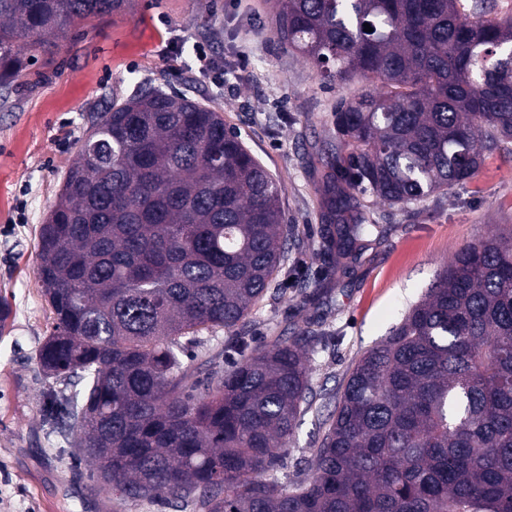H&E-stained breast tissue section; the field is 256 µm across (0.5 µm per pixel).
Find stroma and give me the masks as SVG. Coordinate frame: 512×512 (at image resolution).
Here are the masks:
<instances>
[{
	"label": "stroma",
	"instance_id": "1",
	"mask_svg": "<svg viewBox=\"0 0 512 512\" xmlns=\"http://www.w3.org/2000/svg\"><path fill=\"white\" fill-rule=\"evenodd\" d=\"M272 16L271 0H133L125 13L72 29L55 54L25 63L0 95V297L9 303L0 338V512H174L161 500L120 506L95 492L92 479L75 480L69 436L42 425L45 402L64 385L35 359L53 327L37 275L39 230L97 113L143 81L220 111L284 183V221L300 229V257L311 270L322 267L321 159L336 147V106L362 82H322L310 61L280 43ZM198 40L217 64L231 65L223 84L199 72ZM374 208L386 231L353 273L336 272L304 295L277 291L252 316L260 343L310 323L325 329L310 354L319 407L455 252L512 226V157L485 154L454 193ZM319 438V420L307 413L286 459L289 478L304 476Z\"/></svg>",
	"mask_w": 512,
	"mask_h": 512
}]
</instances>
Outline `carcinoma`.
<instances>
[{"instance_id":"carcinoma-1","label":"carcinoma","mask_w":512,"mask_h":512,"mask_svg":"<svg viewBox=\"0 0 512 512\" xmlns=\"http://www.w3.org/2000/svg\"><path fill=\"white\" fill-rule=\"evenodd\" d=\"M129 0H0V88L21 61ZM280 42L327 80L335 110L324 254L349 269L391 206L466 184L512 143V12L495 0H274ZM373 31H364V24ZM285 187L216 110L140 86L92 121L40 229L54 315L44 373L73 381L46 421L74 434L95 487L177 512H512V228L458 251L349 373L307 477L280 472L313 409L309 327L252 345L276 283L313 277L283 223ZM223 329L238 358L198 379L183 357Z\"/></svg>"}]
</instances>
